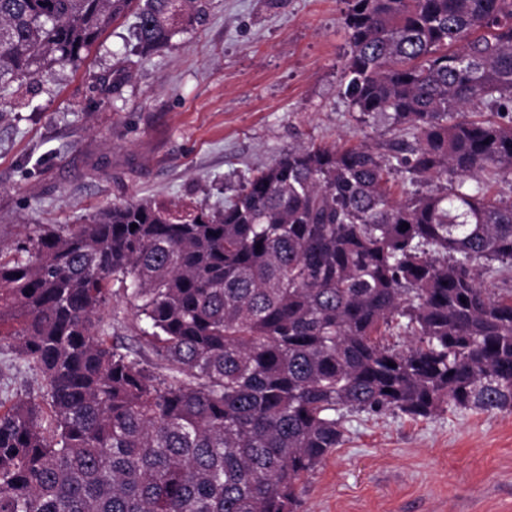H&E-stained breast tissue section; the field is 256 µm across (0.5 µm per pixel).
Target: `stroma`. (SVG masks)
<instances>
[{
	"mask_svg": "<svg viewBox=\"0 0 512 512\" xmlns=\"http://www.w3.org/2000/svg\"><path fill=\"white\" fill-rule=\"evenodd\" d=\"M344 0H212L206 20L140 55L117 20L77 65L31 76L0 113V249L112 204L223 207L312 143L387 148L343 95ZM43 378L0 347V399ZM298 512H512V411L353 414L305 478Z\"/></svg>",
	"mask_w": 512,
	"mask_h": 512,
	"instance_id": "1",
	"label": "stroma"
}]
</instances>
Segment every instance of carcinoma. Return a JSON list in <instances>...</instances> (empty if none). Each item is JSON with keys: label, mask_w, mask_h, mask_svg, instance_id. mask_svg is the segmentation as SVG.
I'll list each match as a JSON object with an SVG mask.
<instances>
[{"label": "carcinoma", "mask_w": 512, "mask_h": 512, "mask_svg": "<svg viewBox=\"0 0 512 512\" xmlns=\"http://www.w3.org/2000/svg\"><path fill=\"white\" fill-rule=\"evenodd\" d=\"M208 2L0 0V97ZM345 3L343 94L387 152L312 143L220 209L119 203L0 249V343L47 388L0 412V512H297L347 413L512 410V289L483 287L512 282V202L482 182L512 179V0ZM117 289L161 371L105 339Z\"/></svg>", "instance_id": "1"}]
</instances>
